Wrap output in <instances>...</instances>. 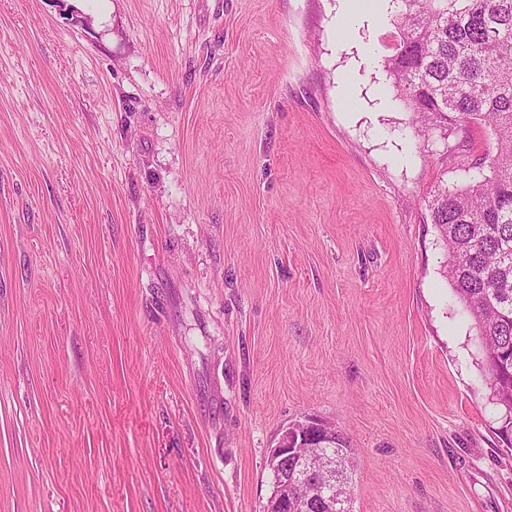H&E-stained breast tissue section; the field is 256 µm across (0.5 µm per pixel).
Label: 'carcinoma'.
Instances as JSON below:
<instances>
[{"instance_id":"obj_1","label":"carcinoma","mask_w":512,"mask_h":512,"mask_svg":"<svg viewBox=\"0 0 512 512\" xmlns=\"http://www.w3.org/2000/svg\"><path fill=\"white\" fill-rule=\"evenodd\" d=\"M388 2L398 36L386 72L421 132L477 124L497 140L491 175L438 189L429 208L492 396L511 401L512 0Z\"/></svg>"}]
</instances>
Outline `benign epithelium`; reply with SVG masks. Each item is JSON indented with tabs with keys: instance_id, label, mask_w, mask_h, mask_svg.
Wrapping results in <instances>:
<instances>
[{
	"instance_id": "1",
	"label": "benign epithelium",
	"mask_w": 512,
	"mask_h": 512,
	"mask_svg": "<svg viewBox=\"0 0 512 512\" xmlns=\"http://www.w3.org/2000/svg\"><path fill=\"white\" fill-rule=\"evenodd\" d=\"M335 431L316 417L282 431L269 462L275 492L267 512H351L352 495L337 491L336 456L323 451Z\"/></svg>"
}]
</instances>
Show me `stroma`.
<instances>
[{
    "label": "stroma",
    "mask_w": 512,
    "mask_h": 512,
    "mask_svg": "<svg viewBox=\"0 0 512 512\" xmlns=\"http://www.w3.org/2000/svg\"><path fill=\"white\" fill-rule=\"evenodd\" d=\"M387 12L0 0V512H263L289 423L352 512H512L428 203L491 162L424 137Z\"/></svg>",
    "instance_id": "35a3bbf8"
}]
</instances>
